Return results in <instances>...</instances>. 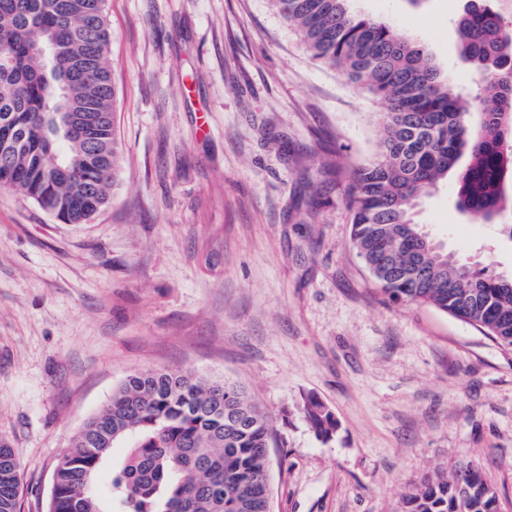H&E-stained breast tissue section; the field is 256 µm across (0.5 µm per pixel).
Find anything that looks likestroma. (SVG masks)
<instances>
[{
  "label": "stroma",
  "mask_w": 512,
  "mask_h": 512,
  "mask_svg": "<svg viewBox=\"0 0 512 512\" xmlns=\"http://www.w3.org/2000/svg\"><path fill=\"white\" fill-rule=\"evenodd\" d=\"M467 0H355L484 93L456 20ZM120 181L86 224L0 187V441L21 512H46L58 457L132 372L244 385L273 420L272 512H403L472 460L512 512V353L426 305L394 303L351 240L348 184L384 108L314 60L269 0H108ZM442 180L416 206L443 247L512 272V242ZM314 395L338 430L317 439ZM302 411L318 439L328 441L336 433L338 423L334 414L317 397L307 396L304 399Z\"/></svg>",
  "instance_id": "1"
}]
</instances>
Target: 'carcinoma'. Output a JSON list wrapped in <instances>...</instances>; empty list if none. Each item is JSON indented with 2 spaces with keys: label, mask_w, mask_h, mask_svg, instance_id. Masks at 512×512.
<instances>
[{
  "label": "carcinoma",
  "mask_w": 512,
  "mask_h": 512,
  "mask_svg": "<svg viewBox=\"0 0 512 512\" xmlns=\"http://www.w3.org/2000/svg\"><path fill=\"white\" fill-rule=\"evenodd\" d=\"M320 63L387 106L372 157L356 169L351 238L374 282L405 304L428 305L512 352V276L462 262L412 219L417 201L455 171L460 213L494 223L512 211V28L494 0H471L457 20L461 59L494 81L471 102L425 48L353 0H270ZM104 0H0V187L15 189L67 224L101 210L116 185L121 150ZM83 72L65 95L102 116L93 149L66 129L58 79ZM302 411L317 438L338 423L317 397ZM268 414L245 391L190 371L126 377L90 417L53 473L49 512H269ZM133 440L106 495L94 489L118 443ZM20 469L0 444V512H20ZM404 512H499L496 488L470 460L427 477Z\"/></svg>",
  "instance_id": "obj_1"
}]
</instances>
